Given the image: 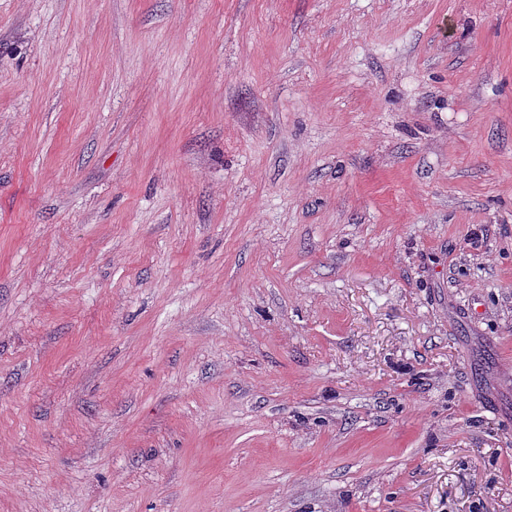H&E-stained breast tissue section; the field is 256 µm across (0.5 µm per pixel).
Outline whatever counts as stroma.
Masks as SVG:
<instances>
[{
	"mask_svg": "<svg viewBox=\"0 0 512 512\" xmlns=\"http://www.w3.org/2000/svg\"><path fill=\"white\" fill-rule=\"evenodd\" d=\"M0 512H512V0H0Z\"/></svg>",
	"mask_w": 512,
	"mask_h": 512,
	"instance_id": "obj_1",
	"label": "stroma"
}]
</instances>
